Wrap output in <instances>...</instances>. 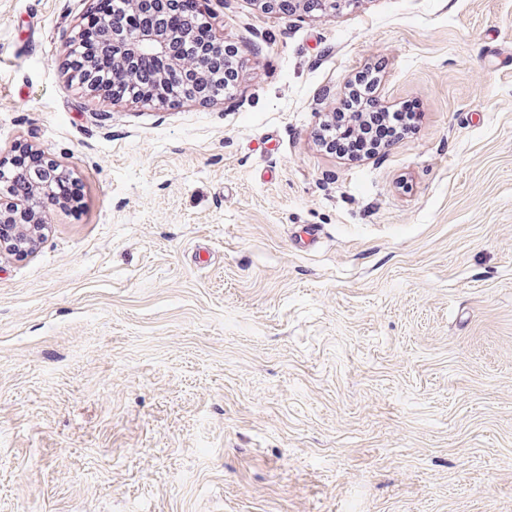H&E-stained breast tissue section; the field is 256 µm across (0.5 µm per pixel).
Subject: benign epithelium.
<instances>
[{"instance_id": "7a95c632", "label": "benign epithelium", "mask_w": 512, "mask_h": 512, "mask_svg": "<svg viewBox=\"0 0 512 512\" xmlns=\"http://www.w3.org/2000/svg\"><path fill=\"white\" fill-rule=\"evenodd\" d=\"M125 11L140 17L141 22L127 26L122 16L107 9L105 0H98L100 13L90 12L98 19L95 31L97 52L78 56V46L85 34V24L65 43L64 54L71 79L91 97L104 104L119 100L112 94V83L123 79L125 72L111 73L103 80L99 70L103 58L120 55L127 61L148 53L167 57L171 48L191 49L193 62L184 66V60L174 58L170 65L186 68L184 87L177 101L195 99L208 101L214 98L211 87L212 74L224 55V36L211 23V9L205 8L202 16L180 12L172 14L178 0H123ZM170 69L161 68L153 80L141 87L137 101L167 103L173 90L169 84ZM10 167L0 164V223L12 224L11 231L0 232V255L28 254L41 238L46 224L45 203L51 201L56 182L70 174L53 160L41 166L8 174Z\"/></svg>"}]
</instances>
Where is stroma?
Returning <instances> with one entry per match:
<instances>
[{
  "label": "stroma",
  "mask_w": 512,
  "mask_h": 512,
  "mask_svg": "<svg viewBox=\"0 0 512 512\" xmlns=\"http://www.w3.org/2000/svg\"><path fill=\"white\" fill-rule=\"evenodd\" d=\"M91 6L0 0V158L84 188L0 256V512H512V0H224L233 94L155 106L69 79ZM379 56L420 128L322 151Z\"/></svg>",
  "instance_id": "1"
}]
</instances>
